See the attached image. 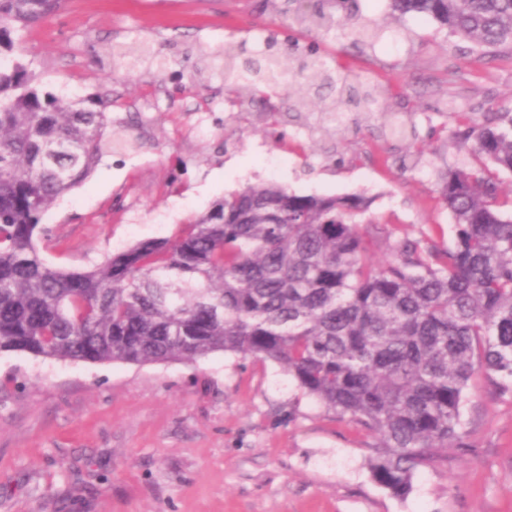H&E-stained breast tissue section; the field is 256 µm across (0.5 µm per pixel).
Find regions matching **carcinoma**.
Here are the masks:
<instances>
[{"mask_svg": "<svg viewBox=\"0 0 512 512\" xmlns=\"http://www.w3.org/2000/svg\"><path fill=\"white\" fill-rule=\"evenodd\" d=\"M432 17L473 50L512 61V0H391ZM65 0H0V352L91 364L194 361L213 353L280 365L297 388L381 442L373 480L404 498L415 473L465 435L475 374L512 392V212L498 172L512 173L508 129L470 115L454 138L480 163L450 167L439 194L450 244H393L374 261L363 197L302 195L275 183L232 192L168 238L139 242L86 271L56 268L35 241L44 214L112 148L108 104L43 90L22 44ZM295 4L292 19L329 31L334 14ZM367 46L379 27H353ZM321 101L329 134L344 105L369 112L373 89L342 82L313 57L289 72L275 55L224 50V82L266 101L287 79Z\"/></svg>", "mask_w": 512, "mask_h": 512, "instance_id": "1", "label": "carcinoma"}]
</instances>
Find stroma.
Here are the masks:
<instances>
[{
    "mask_svg": "<svg viewBox=\"0 0 512 512\" xmlns=\"http://www.w3.org/2000/svg\"><path fill=\"white\" fill-rule=\"evenodd\" d=\"M287 0H66L25 37L41 86L102 96L124 139L44 217L49 264L92 268L135 243L173 236L224 194L276 183L304 195L370 197L394 239L447 240L440 172L470 165L457 114L512 108V68L388 0H344L329 33L288 21ZM382 38L355 47L347 22ZM148 43L154 58L142 57ZM326 60L370 82L372 117L314 134L318 100L276 118L224 91V49ZM454 81H447V72ZM398 118L401 136L385 132ZM287 155V166L276 164ZM481 373L468 391L464 445L391 495L368 463L361 423L303 395L270 361L90 364L0 354V512H512V396Z\"/></svg>",
    "mask_w": 512,
    "mask_h": 512,
    "instance_id": "1",
    "label": "stroma"
}]
</instances>
